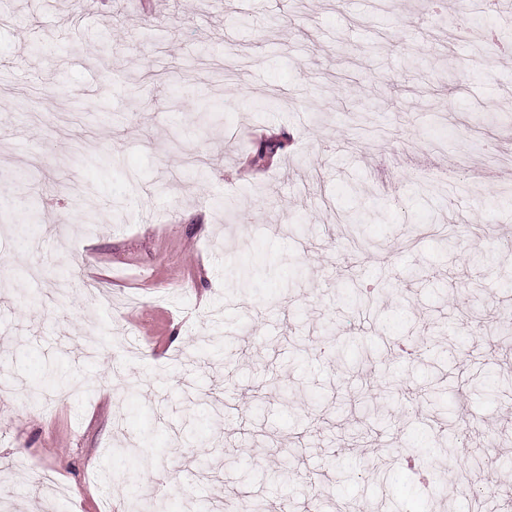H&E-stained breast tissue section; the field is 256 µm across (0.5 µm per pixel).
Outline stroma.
Masks as SVG:
<instances>
[{"label":"stroma","mask_w":512,"mask_h":512,"mask_svg":"<svg viewBox=\"0 0 512 512\" xmlns=\"http://www.w3.org/2000/svg\"><path fill=\"white\" fill-rule=\"evenodd\" d=\"M11 0L0 20V170L16 191L0 225V501L7 512H136L163 485L169 512L265 497L337 512H470L453 492L470 453L512 433L502 401L469 390L468 412L421 397L484 358L468 316L512 319V0ZM224 119L203 128L211 97ZM272 102L259 112L252 103ZM91 185L74 211L61 176ZM383 210L342 224L359 205ZM470 226L452 246L439 227ZM273 259L247 296L232 273ZM62 271L70 293L31 302ZM370 294L367 315L347 299ZM437 337L398 359L393 344ZM60 369L69 389L41 385ZM393 380L400 389L384 398ZM361 388L384 407L380 446L332 438ZM443 415L457 432L425 469L383 472ZM149 464L120 481L126 439ZM288 461L296 477L278 467ZM351 462L354 481L340 480Z\"/></svg>","instance_id":"1"}]
</instances>
